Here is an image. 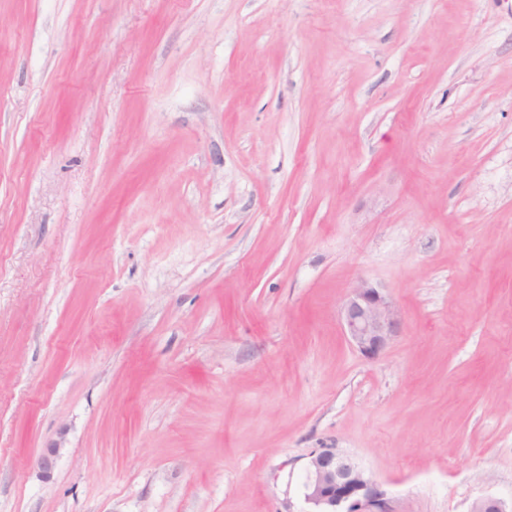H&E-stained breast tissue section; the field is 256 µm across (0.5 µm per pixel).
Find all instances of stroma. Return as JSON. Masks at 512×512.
I'll return each instance as SVG.
<instances>
[{
  "label": "stroma",
  "mask_w": 512,
  "mask_h": 512,
  "mask_svg": "<svg viewBox=\"0 0 512 512\" xmlns=\"http://www.w3.org/2000/svg\"><path fill=\"white\" fill-rule=\"evenodd\" d=\"M317 448L512 499V0H0V512H305ZM340 320L348 341L369 360L379 357L402 330L400 313L384 289L365 280L346 295Z\"/></svg>",
  "instance_id": "stroma-1"
}]
</instances>
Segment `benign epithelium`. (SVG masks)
Instances as JSON below:
<instances>
[{"mask_svg": "<svg viewBox=\"0 0 512 512\" xmlns=\"http://www.w3.org/2000/svg\"><path fill=\"white\" fill-rule=\"evenodd\" d=\"M340 320L348 341L369 360L379 357L402 330L400 313L384 289L365 280L346 295ZM61 450L60 440L44 449L39 458L43 477L51 476ZM303 496L307 512H395L373 475L336 448L311 453ZM472 512H512V504L484 496L473 503Z\"/></svg>", "mask_w": 512, "mask_h": 512, "instance_id": "7a95c632", "label": "benign epithelium"}]
</instances>
